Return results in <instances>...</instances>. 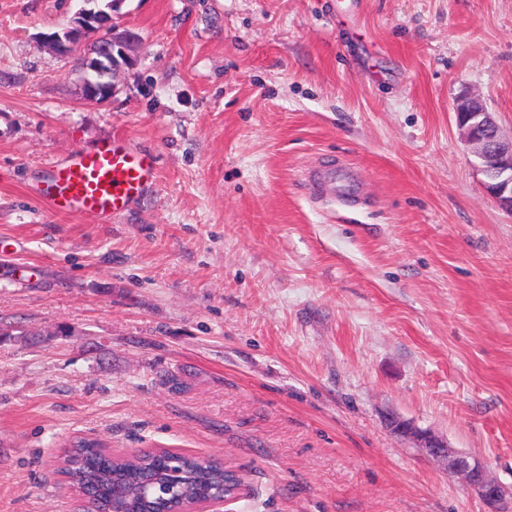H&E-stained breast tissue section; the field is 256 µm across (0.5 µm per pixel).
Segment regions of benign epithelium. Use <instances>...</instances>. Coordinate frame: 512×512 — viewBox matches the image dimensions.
Listing matches in <instances>:
<instances>
[{
	"label": "benign epithelium",
	"mask_w": 512,
	"mask_h": 512,
	"mask_svg": "<svg viewBox=\"0 0 512 512\" xmlns=\"http://www.w3.org/2000/svg\"><path fill=\"white\" fill-rule=\"evenodd\" d=\"M81 2L67 24L41 36L40 44L61 59L74 61L81 97L102 105L115 94L117 75L132 62L134 37L117 32L115 14L123 0ZM454 111L460 134L472 147L474 166L484 177L485 192L512 214V135L503 134L493 113L476 95L458 98ZM420 447L446 461L448 472L462 479L488 512H512V489L490 478L479 459L453 452L427 434L420 435Z\"/></svg>",
	"instance_id": "1"
}]
</instances>
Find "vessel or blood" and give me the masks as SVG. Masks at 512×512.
Masks as SVG:
<instances>
[{"instance_id":"obj_1","label":"vessel or blood","mask_w":512,"mask_h":512,"mask_svg":"<svg viewBox=\"0 0 512 512\" xmlns=\"http://www.w3.org/2000/svg\"><path fill=\"white\" fill-rule=\"evenodd\" d=\"M156 178L153 155L111 138L49 166L34 196L54 212L105 221L124 211ZM309 181L320 196L358 200V176L349 167L316 169Z\"/></svg>"}]
</instances>
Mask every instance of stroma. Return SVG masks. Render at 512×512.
<instances>
[{
	"label": "stroma",
	"mask_w": 512,
	"mask_h": 512,
	"mask_svg": "<svg viewBox=\"0 0 512 512\" xmlns=\"http://www.w3.org/2000/svg\"><path fill=\"white\" fill-rule=\"evenodd\" d=\"M75 5L0 0V512H83L77 436L221 456L231 512H487L392 423L512 487V215L454 114L512 132V0H123L103 106L39 45ZM115 136L158 163L124 213L35 200ZM309 181L321 197L336 199L337 196L346 203L358 201V176L350 167L324 166L312 171Z\"/></svg>",
	"instance_id": "obj_1"
}]
</instances>
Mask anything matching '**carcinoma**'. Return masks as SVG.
<instances>
[{
    "instance_id": "1",
    "label": "carcinoma",
    "mask_w": 512,
    "mask_h": 512,
    "mask_svg": "<svg viewBox=\"0 0 512 512\" xmlns=\"http://www.w3.org/2000/svg\"><path fill=\"white\" fill-rule=\"evenodd\" d=\"M63 473L77 478L81 495L106 499L111 512H179L221 495L238 497L244 487L238 471L210 456L184 454L174 462L155 450L113 454L92 438L73 442Z\"/></svg>"
}]
</instances>
